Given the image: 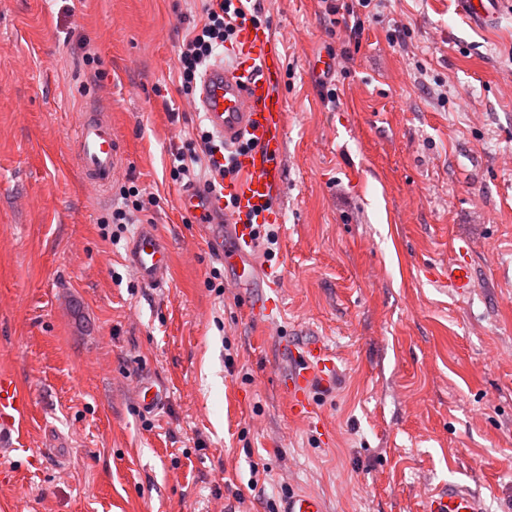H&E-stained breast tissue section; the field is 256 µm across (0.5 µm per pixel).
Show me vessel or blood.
Returning <instances> with one entry per match:
<instances>
[{"label": "vessel or blood", "instance_id": "vessel-or-blood-1", "mask_svg": "<svg viewBox=\"0 0 512 512\" xmlns=\"http://www.w3.org/2000/svg\"><path fill=\"white\" fill-rule=\"evenodd\" d=\"M457 10L478 29H491L499 16V0H457ZM233 63L211 62L202 72L195 99L207 129L221 140L225 149L236 150L250 140L251 151L237 153V174L225 181L222 192L202 186L181 189L177 205L181 211L201 217L207 243L218 257L235 258L239 269L248 270L246 287L264 281L267 291L250 306L252 314L275 321L278 301L272 297L276 279H264L263 269L254 254V227L272 221L266 204L281 189V150L286 126L284 97L279 90L280 62L272 31L264 26H242L233 47ZM71 152L83 180L97 188L111 186L119 164V145L112 136L109 116L89 111L77 122L70 136ZM235 207L225 210V198ZM125 261L147 288L162 287L170 268V251L155 225H141L129 241ZM448 287L458 295L470 292L472 275L465 248H458L448 265ZM279 354L288 361L281 379L282 392L290 412L308 417L314 391L331 388L336 373L335 355L323 341L302 344L282 339ZM166 400L164 389L142 383L138 405L142 412L153 413ZM28 402L11 376L0 374V445H8ZM423 512H483L481 498L468 487L453 481L432 488L423 501ZM279 512H324L321 499L303 492H289Z\"/></svg>", "mask_w": 512, "mask_h": 512}]
</instances>
